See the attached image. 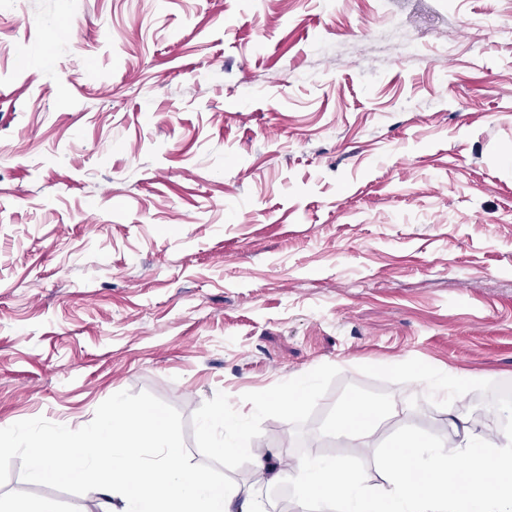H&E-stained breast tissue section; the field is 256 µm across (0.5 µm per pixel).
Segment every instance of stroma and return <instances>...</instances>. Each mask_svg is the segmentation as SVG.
<instances>
[{
	"label": "stroma",
	"instance_id": "stroma-1",
	"mask_svg": "<svg viewBox=\"0 0 512 512\" xmlns=\"http://www.w3.org/2000/svg\"><path fill=\"white\" fill-rule=\"evenodd\" d=\"M124 390L268 512L306 456L385 488L403 435L512 430V0H0V428ZM354 395L395 410L327 434ZM20 466L1 502L122 506ZM231 428L236 433V437L232 444L225 445L224 453L247 456L252 461L255 472L261 475L265 474L267 454L260 448H255L251 434L237 422L233 421Z\"/></svg>",
	"mask_w": 512,
	"mask_h": 512
}]
</instances>
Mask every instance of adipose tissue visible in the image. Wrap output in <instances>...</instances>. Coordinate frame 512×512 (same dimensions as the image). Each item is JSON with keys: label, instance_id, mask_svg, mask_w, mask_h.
I'll return each instance as SVG.
<instances>
[{"label": "adipose tissue", "instance_id": "1", "mask_svg": "<svg viewBox=\"0 0 512 512\" xmlns=\"http://www.w3.org/2000/svg\"><path fill=\"white\" fill-rule=\"evenodd\" d=\"M379 405L356 398L342 406L333 435L368 436ZM449 436L400 440L386 460L391 487L368 492L363 478L335 461L314 457L297 465L300 500L331 512H512V433L493 444L473 436L464 417L449 420Z\"/></svg>", "mask_w": 512, "mask_h": 512}]
</instances>
